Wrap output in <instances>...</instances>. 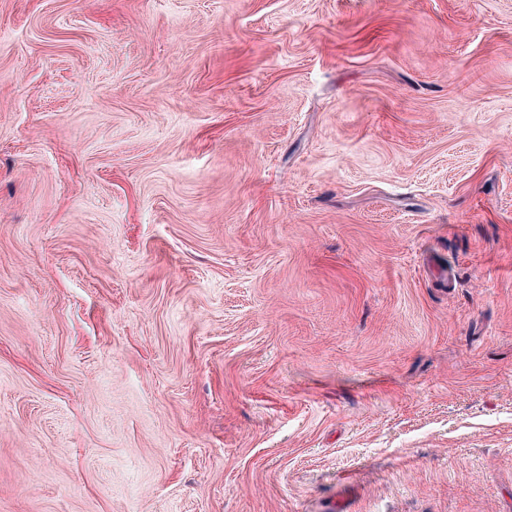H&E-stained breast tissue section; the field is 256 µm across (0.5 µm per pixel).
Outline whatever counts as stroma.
I'll return each mask as SVG.
<instances>
[{"mask_svg": "<svg viewBox=\"0 0 512 512\" xmlns=\"http://www.w3.org/2000/svg\"><path fill=\"white\" fill-rule=\"evenodd\" d=\"M0 512H512V0H0Z\"/></svg>", "mask_w": 512, "mask_h": 512, "instance_id": "stroma-1", "label": "stroma"}]
</instances>
